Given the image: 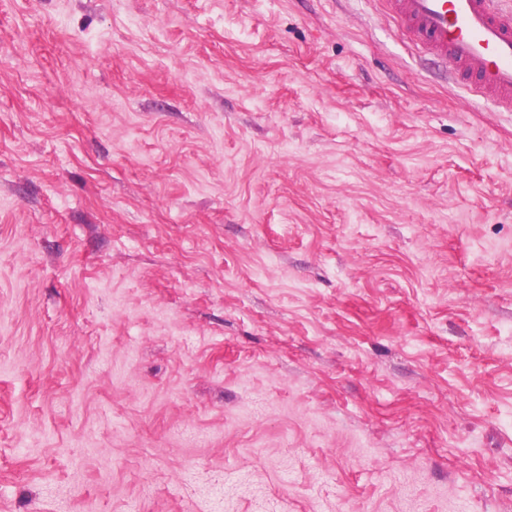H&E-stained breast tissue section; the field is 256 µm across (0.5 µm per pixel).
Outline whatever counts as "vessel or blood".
Instances as JSON below:
<instances>
[{
  "label": "vessel or blood",
  "instance_id": "vessel-or-blood-1",
  "mask_svg": "<svg viewBox=\"0 0 512 512\" xmlns=\"http://www.w3.org/2000/svg\"><path fill=\"white\" fill-rule=\"evenodd\" d=\"M423 54L448 62L449 80L488 90L512 111V6L506 0H388Z\"/></svg>",
  "mask_w": 512,
  "mask_h": 512
}]
</instances>
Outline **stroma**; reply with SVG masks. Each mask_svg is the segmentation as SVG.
<instances>
[{"label": "stroma", "mask_w": 512, "mask_h": 512, "mask_svg": "<svg viewBox=\"0 0 512 512\" xmlns=\"http://www.w3.org/2000/svg\"><path fill=\"white\" fill-rule=\"evenodd\" d=\"M0 512H512V112L383 0H0Z\"/></svg>", "instance_id": "1"}]
</instances>
